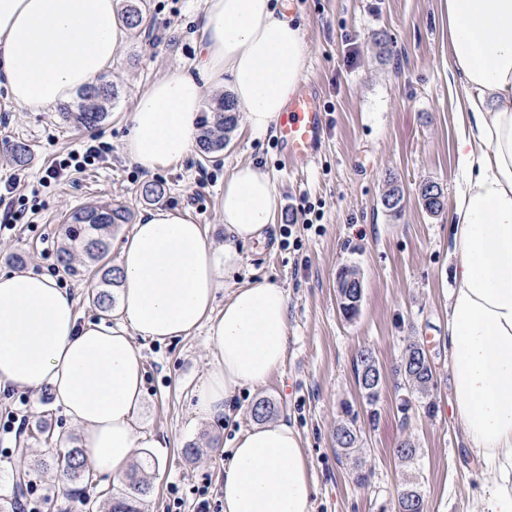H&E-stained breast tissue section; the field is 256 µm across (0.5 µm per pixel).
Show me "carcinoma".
Listing matches in <instances>:
<instances>
[{
    "mask_svg": "<svg viewBox=\"0 0 512 512\" xmlns=\"http://www.w3.org/2000/svg\"><path fill=\"white\" fill-rule=\"evenodd\" d=\"M123 18L126 24L139 31L150 28L149 16L138 0H127L124 6ZM117 96L114 85L102 82L94 86L82 88L78 92V101L74 105L63 108L60 117L63 121L86 130H92L102 125L109 117L107 104ZM239 119L238 107L226 94L220 99L216 107L209 109V114L204 116L198 135V151L202 158H209L213 154L224 151L230 142V134L237 126ZM3 155L16 166H25L31 159L30 145L22 141H13L8 144ZM432 183L428 182L421 188V199L427 211L432 214L439 213L443 208V194L432 198L428 195V188ZM382 206L399 214L403 209V194L400 188L389 184L381 198ZM132 220V212L123 205H96L78 208L69 214L66 240L57 254V261L61 268L67 272H78V268L95 265L101 262L109 253L112 230L121 224H128ZM116 268H106L102 271L98 290L92 295V302L102 311L112 309L114 296L112 288L118 286L117 277L114 275ZM357 273L344 268L338 275V289L344 300L343 315L352 319L359 313L363 291L357 289ZM375 360L373 352L365 348L356 358V375L363 376L365 386V400L372 407L370 419H375L377 410L374 409L378 401L377 386L369 383L373 378L372 367L369 362ZM396 374L405 379L410 386H401L405 399L402 400V411L406 412L410 407H415L431 416L436 409L433 400V390L436 387V373L432 365L419 359V344L410 341L406 344L401 364ZM275 413V405L268 399L256 403L251 409V416L257 421L271 418ZM336 442V453L350 464L352 473L356 474L355 483L361 484L368 481L370 474L362 470L361 454L363 443L359 442L353 420L343 419L336 425L333 433ZM397 459L405 466L414 465L419 457V449L415 443L406 438L394 449ZM85 450L79 445H74L65 450L59 461L64 463L65 475L74 482L84 477ZM148 493V484L138 477V474L129 476L128 484L121 496L112 500L108 512H142L143 497ZM393 512H424V495L418 477L407 480L403 491L393 504Z\"/></svg>",
    "mask_w": 512,
    "mask_h": 512,
    "instance_id": "cac0c4a2",
    "label": "carcinoma"
}]
</instances>
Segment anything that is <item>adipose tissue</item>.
<instances>
[{
	"label": "adipose tissue",
	"instance_id": "obj_1",
	"mask_svg": "<svg viewBox=\"0 0 512 512\" xmlns=\"http://www.w3.org/2000/svg\"><path fill=\"white\" fill-rule=\"evenodd\" d=\"M448 67L460 75L452 208L460 260L448 310L453 413L488 481L478 512H512V0H446ZM197 73L174 68L136 102L123 145L151 172L186 157L208 83L228 82L253 139L274 132L300 83L301 30L273 0H201ZM118 0H0V76L11 101L39 111L107 73L127 30ZM272 177L237 165L224 181L226 242L166 210L144 214L120 250L116 324L81 321L47 275L0 271V388H50L80 432L90 474L120 481L145 445L138 426L144 358L137 339L205 330L211 367L195 410L228 413L238 388L263 384L286 356L288 296L256 282L215 310L219 266L276 222ZM313 480L298 432L269 421L235 437L224 465V512H310Z\"/></svg>",
	"mask_w": 512,
	"mask_h": 512
}]
</instances>
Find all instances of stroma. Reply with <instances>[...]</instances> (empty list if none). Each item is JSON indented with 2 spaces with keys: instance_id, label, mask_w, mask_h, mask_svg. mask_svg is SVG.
Instances as JSON below:
<instances>
[{
  "instance_id": "obj_1",
  "label": "stroma",
  "mask_w": 512,
  "mask_h": 512,
  "mask_svg": "<svg viewBox=\"0 0 512 512\" xmlns=\"http://www.w3.org/2000/svg\"><path fill=\"white\" fill-rule=\"evenodd\" d=\"M300 25L306 45L303 81L315 87L329 119L319 157L285 164L277 137L252 139L238 124L223 152L210 161L198 153L148 173L128 164L123 141L138 98L173 67L198 63L199 0H146L150 31H130L106 73L118 91L99 129L112 151L104 163L41 189L39 213L24 212L10 237L0 238V271H33L53 277L74 295L82 320L116 322L90 295L100 278L74 277L56 255L68 213L79 206L115 203L134 217L157 208L178 210L204 225L214 248L224 246V180L240 163L267 171L276 185V222L264 243L240 245L237 267L218 272L216 310L234 288L266 281L288 294V349L284 363L262 385L234 393L233 420L200 419L192 395L209 364L205 331L164 342L138 340L144 356L145 402L138 422L151 446L142 458L149 484L144 512H224V463L235 434L254 426L252 406L273 400L278 418L299 432L315 483L311 512H391L411 470L393 450L410 437L421 450L419 481L427 512H473L485 480L474 452L451 413L448 302L458 257L451 245L448 209L459 176L454 143L463 100L448 71L446 0H276ZM58 107L33 112L14 106L0 85V141L32 148L28 165L0 157V181L20 175V193L36 186L49 161L82 141ZM404 193L395 216L381 204L388 177ZM441 185L444 211L429 213L421 200L427 182ZM163 184L157 200L143 198L144 184ZM309 201L323 214L319 230L297 223ZM292 225L284 238V225ZM357 272L363 296L359 313L346 318L337 301L341 269ZM427 348L436 369L433 416L402 424L395 370L408 337ZM371 349L381 365L378 418L369 421L354 363ZM24 412L21 436L0 434V512H15L19 472H27L48 512H98L123 485L86 486L85 502L58 487L52 460L79 442V432L48 391L0 389V419ZM364 439L363 462L372 477L357 485L336 453L333 431L345 413ZM199 450L187 458V445Z\"/></svg>"
}]
</instances>
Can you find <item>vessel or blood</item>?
I'll list each match as a JSON object with an SVG mask.
<instances>
[{
	"mask_svg": "<svg viewBox=\"0 0 512 512\" xmlns=\"http://www.w3.org/2000/svg\"><path fill=\"white\" fill-rule=\"evenodd\" d=\"M278 125L281 152L288 162L315 158L328 132V118L313 86L299 89Z\"/></svg>",
	"mask_w": 512,
	"mask_h": 512,
	"instance_id": "1",
	"label": "vessel or blood"
}]
</instances>
